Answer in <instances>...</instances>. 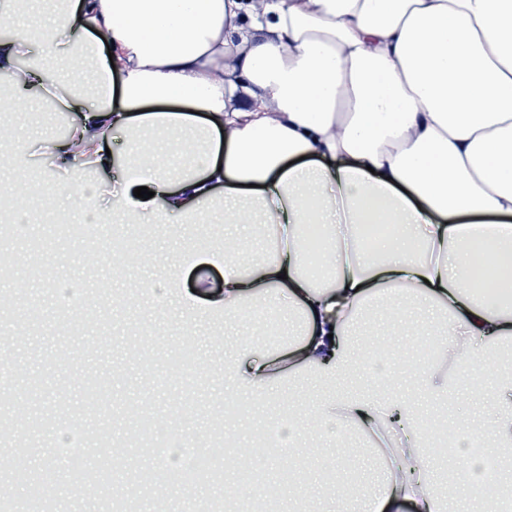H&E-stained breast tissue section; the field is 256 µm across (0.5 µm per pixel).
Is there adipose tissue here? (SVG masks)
Returning a JSON list of instances; mask_svg holds the SVG:
<instances>
[{
  "label": "adipose tissue",
  "instance_id": "1",
  "mask_svg": "<svg viewBox=\"0 0 512 512\" xmlns=\"http://www.w3.org/2000/svg\"><path fill=\"white\" fill-rule=\"evenodd\" d=\"M36 0H0L13 36L0 39L10 102L50 99L68 132L44 146L57 169L117 168L152 198L113 196L97 208L85 182H60L44 212L90 214L97 224L145 216L208 224L269 225L272 253L243 264L237 238L182 252L185 264L224 269L221 292L181 297L187 321L221 316L277 331L288 344L256 351L234 339L224 374L251 399L306 377L318 394L311 428L402 436L399 470L384 469L358 495L331 449L330 495L316 512H448L429 453L446 429L395 390L398 375L362 377L380 350L357 349L352 324L370 304L394 321L407 294L427 317L416 335L436 340L418 368L430 393L493 386L488 422L460 417L489 447H512V0H58L49 24ZM39 56L20 67L24 48ZM64 63L56 81L47 64ZM122 153L107 155L114 134ZM505 224L480 235L463 219ZM502 475L454 485L474 512H512Z\"/></svg>",
  "mask_w": 512,
  "mask_h": 512
}]
</instances>
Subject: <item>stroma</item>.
Masks as SVG:
<instances>
[{"instance_id":"obj_1","label":"stroma","mask_w":512,"mask_h":512,"mask_svg":"<svg viewBox=\"0 0 512 512\" xmlns=\"http://www.w3.org/2000/svg\"><path fill=\"white\" fill-rule=\"evenodd\" d=\"M63 114L49 100L29 104L16 113L14 123L31 134H59ZM31 215L38 221L14 245L36 243L35 262L41 276L21 279L0 272V296L25 286L31 305L41 315L25 317L0 314V493L11 496L29 512L32 488L50 490L55 512H108L113 498L138 496L139 512H196L200 500L224 502L236 488V471L216 469L195 495L166 484L161 494L139 495V470L157 468V448H139L125 455L132 424L126 410L137 404L147 420L161 431L178 430L190 423L194 436L223 445L214 419L224 411L235 386L224 377V341L239 330L220 320L183 325L176 296L158 301L152 283L166 280L175 262L170 225L154 224L146 238V264H126L115 271L112 235L122 231L136 236L137 227L107 225L98 233L83 234L84 220L73 214L67 227L42 216L39 199L31 201ZM77 290L80 308L67 306L63 289ZM191 348L192 371H184L179 355ZM99 385L106 400L92 406L86 401L89 385ZM310 402L302 396L292 414L302 417ZM271 395L237 438L242 448H257L266 462V474L278 477L285 465L264 437L270 418L291 414ZM73 428L81 435L82 464L71 466L61 452V431ZM329 438L299 443L297 468L310 496L322 500L326 489L318 481L322 470L320 447ZM24 458L27 480L14 476V462ZM113 463L109 485H100L97 471Z\"/></svg>"}]
</instances>
